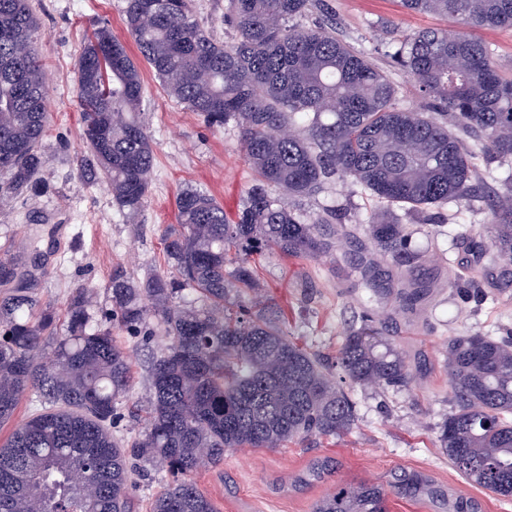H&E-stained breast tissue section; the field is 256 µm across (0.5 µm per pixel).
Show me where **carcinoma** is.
Listing matches in <instances>:
<instances>
[{"label":"carcinoma","instance_id":"cac0c4a2","mask_svg":"<svg viewBox=\"0 0 512 512\" xmlns=\"http://www.w3.org/2000/svg\"><path fill=\"white\" fill-rule=\"evenodd\" d=\"M404 9L443 15L466 31L423 29L393 41V67L414 82L425 108L396 105L386 71L336 37L291 20L319 0H229L236 30L217 40L195 17L193 0H125L124 24L168 96L211 128L234 123L255 174L231 220L193 186L175 198L177 225L164 239L170 271L138 281L112 271V306L99 313L75 289L55 311L21 288L0 297V426L26 395L39 408L0 443V512H131L134 476L156 468L171 482L151 512H218L197 486L201 466L224 465L239 448H280L336 437L356 421L354 387H406L409 368L369 314L330 365L288 338L267 315L253 254L318 258L334 248L322 225L334 209L306 220L289 204L347 181L383 207L366 220L374 247L401 266L421 259L413 231L392 207L425 212L474 208L486 186L477 160L512 161V77L473 30L512 27V0H401ZM39 20L30 0H0V204L38 188L48 132ZM84 176L105 183L129 215L144 207L154 151L138 114L143 81L125 43L98 26L78 59ZM489 245L512 264V190L489 207ZM20 258L0 257V284ZM397 299L413 311L425 285L403 279ZM235 288L255 293L232 313ZM167 343L148 366L146 417L123 443L131 370L112 329ZM455 410L440 427L448 462L498 498H512V336L466 333L448 340ZM418 500L432 481L404 471L391 485ZM373 482L341 487L314 512H387Z\"/></svg>","mask_w":512,"mask_h":512}]
</instances>
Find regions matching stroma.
<instances>
[{
  "mask_svg": "<svg viewBox=\"0 0 512 512\" xmlns=\"http://www.w3.org/2000/svg\"><path fill=\"white\" fill-rule=\"evenodd\" d=\"M336 17V35L388 69L398 89L399 106L422 103L410 79L392 68L390 42L379 31L392 23L402 32L454 29L453 21L407 13L399 0H326ZM41 26V58L47 78L50 131L41 153L43 189L22 194L0 209V256L22 253L14 283L0 284V296L25 288L63 313L74 289L88 288L93 303L108 309L114 268L141 278L166 271L163 239L176 221L175 198L194 185L223 205L228 216L242 206L254 174L245 160L235 125L209 128L202 117L168 97L149 68H142V118L152 138L155 166L141 213L125 216L104 184L86 181L78 159L80 106L76 62L87 34L108 24L122 42L130 37L123 23L124 0H31ZM303 216L338 210L337 247L319 261L277 254L252 256L266 294L276 304V323L309 351L335 360L345 336L371 313L378 328L402 353L412 374L409 386L379 392L355 388L357 421L336 438H313L281 448H244L226 452L220 468H202L195 482L219 512H313L317 500L344 484L360 481L390 485L401 471L427 475L446 494L476 500L479 512H512V499L498 498L467 482L439 447L442 422L453 408L445 355L449 337L465 332L502 336L512 330V265L491 252L469 248L483 240L487 207H449L435 223L422 213L397 210L425 249L410 273L431 290L423 310L398 309L386 277L399 268L376 252L363 222L378 203L349 183L336 181L319 193L295 199ZM377 266L383 281L369 286L355 273L358 264ZM471 282L478 299L462 300L458 280ZM127 351L132 397L119 424L125 440L136 435L149 397L150 349L115 331ZM328 458L329 472L311 480L313 464Z\"/></svg>",
  "mask_w": 512,
  "mask_h": 512,
  "instance_id": "stroma-1",
  "label": "stroma"
}]
</instances>
